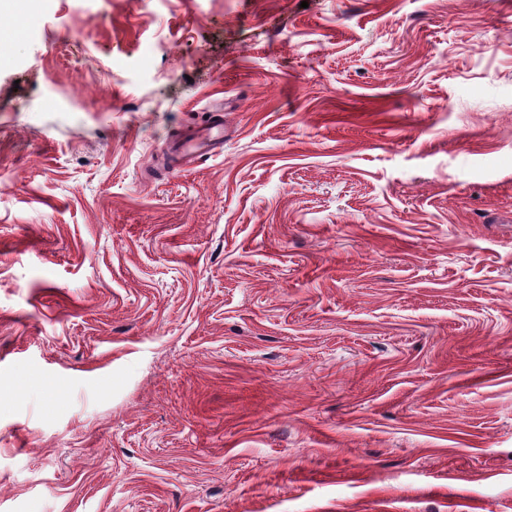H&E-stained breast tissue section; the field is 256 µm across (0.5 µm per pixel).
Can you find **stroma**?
<instances>
[{
    "instance_id": "35a3bbf8",
    "label": "stroma",
    "mask_w": 512,
    "mask_h": 512,
    "mask_svg": "<svg viewBox=\"0 0 512 512\" xmlns=\"http://www.w3.org/2000/svg\"><path fill=\"white\" fill-rule=\"evenodd\" d=\"M0 29V512H512V0ZM217 119L206 127L193 128L189 135L173 148L174 161L188 165L212 154L224 151V122Z\"/></svg>"
}]
</instances>
